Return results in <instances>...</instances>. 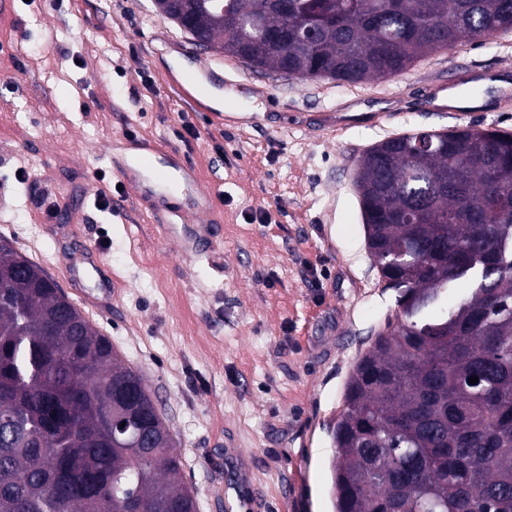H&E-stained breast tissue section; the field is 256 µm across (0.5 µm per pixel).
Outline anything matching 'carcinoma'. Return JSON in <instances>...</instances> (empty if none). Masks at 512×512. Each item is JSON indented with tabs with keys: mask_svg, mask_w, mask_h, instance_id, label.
Listing matches in <instances>:
<instances>
[{
	"mask_svg": "<svg viewBox=\"0 0 512 512\" xmlns=\"http://www.w3.org/2000/svg\"><path fill=\"white\" fill-rule=\"evenodd\" d=\"M154 2L206 47L311 81L512 31V0ZM355 185L399 312L346 382L335 512H512V133H405L365 151ZM0 512H196L142 376L2 239Z\"/></svg>",
	"mask_w": 512,
	"mask_h": 512,
	"instance_id": "obj_1",
	"label": "carcinoma"
}]
</instances>
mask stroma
<instances>
[{"label": "stroma", "instance_id": "35a3bbf8", "mask_svg": "<svg viewBox=\"0 0 512 512\" xmlns=\"http://www.w3.org/2000/svg\"><path fill=\"white\" fill-rule=\"evenodd\" d=\"M198 58L223 76L226 103L249 109L246 125L210 120L165 84L171 62ZM507 67L511 33L386 79L302 81L196 47L153 0H15L0 15V239L64 293L95 297L101 275L114 278L104 309L78 308L142 374L197 512H333L344 385L395 315L366 245L359 160L386 138L457 126L426 104L452 71ZM357 107L347 128L322 127ZM184 121L198 133L186 143L174 135ZM122 135L183 151L217 188L214 261L183 258L118 178L123 212L95 207L94 174ZM86 242L104 273L86 263L62 279Z\"/></svg>", "mask_w": 512, "mask_h": 512}]
</instances>
